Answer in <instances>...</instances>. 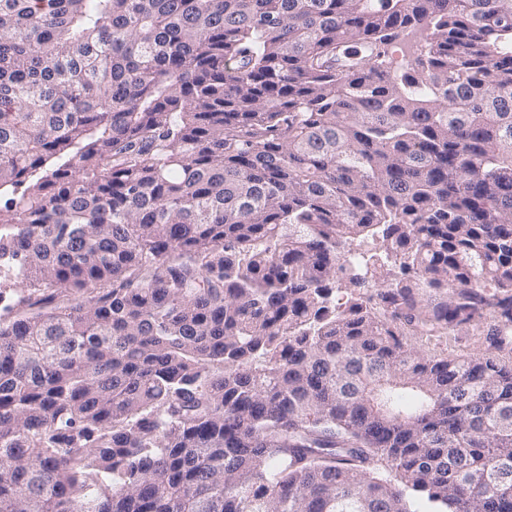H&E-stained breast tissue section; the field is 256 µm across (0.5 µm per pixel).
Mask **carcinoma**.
I'll list each match as a JSON object with an SVG mask.
<instances>
[{
	"instance_id": "obj_1",
	"label": "carcinoma",
	"mask_w": 512,
	"mask_h": 512,
	"mask_svg": "<svg viewBox=\"0 0 512 512\" xmlns=\"http://www.w3.org/2000/svg\"><path fill=\"white\" fill-rule=\"evenodd\" d=\"M2 301L0 512H512V0H0ZM488 321L441 330L439 336H407L408 344L427 357L467 358L486 351Z\"/></svg>"
}]
</instances>
